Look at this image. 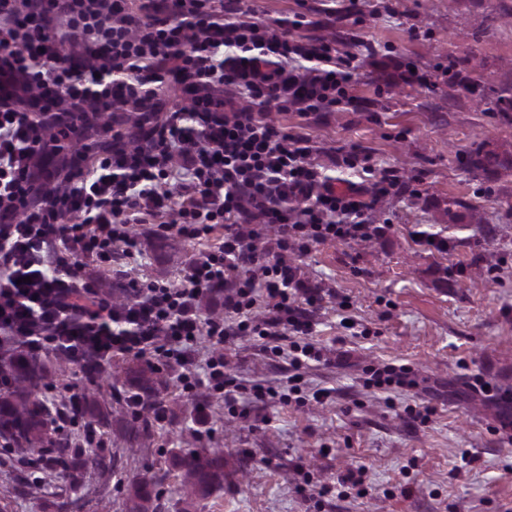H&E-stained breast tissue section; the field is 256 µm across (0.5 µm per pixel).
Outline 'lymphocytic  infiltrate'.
Returning <instances> with one entry per match:
<instances>
[{"label": "lymphocytic infiltrate", "mask_w": 512, "mask_h": 512, "mask_svg": "<svg viewBox=\"0 0 512 512\" xmlns=\"http://www.w3.org/2000/svg\"><path fill=\"white\" fill-rule=\"evenodd\" d=\"M345 63L332 41L247 16L239 0H0V343L83 369L152 354L182 366L185 393L229 402L225 337L265 338L284 325L294 374L280 399L329 398L301 385L320 352L306 340L313 323L288 258L370 239L367 212L403 185L386 171L372 189L336 191L309 162L306 136L268 113L335 111L349 96ZM176 84L192 97L163 112L158 138L116 131L88 173L43 181L37 163L55 149L35 102L147 117ZM139 224L202 249L180 287L132 279L116 300L97 269L135 247ZM266 228L275 249L261 245ZM227 285L223 313L201 317V299ZM203 337L211 347L202 353ZM363 374L370 389L418 385L407 365Z\"/></svg>", "instance_id": "lymphocytic-infiltrate-1"}]
</instances>
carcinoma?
Returning <instances> with one entry per match:
<instances>
[{
  "label": "carcinoma",
  "instance_id": "1",
  "mask_svg": "<svg viewBox=\"0 0 512 512\" xmlns=\"http://www.w3.org/2000/svg\"><path fill=\"white\" fill-rule=\"evenodd\" d=\"M468 165L486 174L499 175L512 172V150L502 144H482L468 159ZM0 368L12 373L17 387L0 393V437L9 439L17 447H24L33 454L43 451L42 444L49 432L50 422L46 400L39 397L42 370L40 360L28 357L22 361L10 359L0 363ZM106 472L112 467V460L95 448L77 447L73 453L66 449L58 450V465L65 469L76 464V460ZM181 467L186 469L189 491L183 498L185 510L194 508L207 498L224 481V456L219 449L205 457H184ZM127 512H151L153 492L145 481H136L126 503Z\"/></svg>",
  "mask_w": 512,
  "mask_h": 512
}]
</instances>
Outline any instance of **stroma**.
<instances>
[{"mask_svg":"<svg viewBox=\"0 0 512 512\" xmlns=\"http://www.w3.org/2000/svg\"><path fill=\"white\" fill-rule=\"evenodd\" d=\"M243 0L266 19H295L300 36L335 37L355 50L354 98L333 112L303 116L274 112L289 131L309 139L323 176L365 188L393 170L405 192L367 215L378 233L358 243L324 242L291 258L303 288L317 301L307 311L311 342L324 353L303 369L307 388L331 389L322 405L251 400L254 385L280 388L286 357L263 341L229 340L226 370L241 390L243 416L229 415L219 394L181 389V367L153 359L155 398L164 420L133 418L135 358L113 360L103 396L112 412L100 426L82 412L70 439L111 458L112 471L60 469L51 455L28 456L0 447V512H125L133 481H149L154 512H180L183 471L177 456L221 449L224 484L197 512H512V440L501 435L512 403H493L467 386L483 376L512 390V175L471 171L467 160L487 140L512 144V121L494 106L512 88V0ZM334 17L326 29L318 23ZM419 80H409L406 63ZM367 155L366 168L345 156ZM467 205L449 222V198ZM424 231L447 238L441 252L419 242ZM197 243L138 229L133 257L116 254L100 269L105 281L129 271L140 282L179 286L197 257ZM352 328H344V321ZM372 361L412 365L410 391L366 388ZM430 405L429 422L406 419L405 407ZM364 465L361 487L338 497L336 478Z\"/></svg>","mask_w":512,"mask_h":512,"instance_id":"obj_1","label":"stroma"}]
</instances>
